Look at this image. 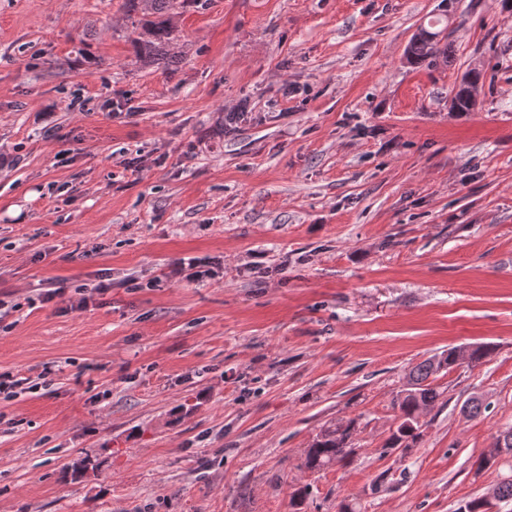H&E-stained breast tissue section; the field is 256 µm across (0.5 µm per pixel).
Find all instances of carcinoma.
<instances>
[{"label":"carcinoma","instance_id":"obj_1","mask_svg":"<svg viewBox=\"0 0 512 512\" xmlns=\"http://www.w3.org/2000/svg\"><path fill=\"white\" fill-rule=\"evenodd\" d=\"M176 0H152L153 20H145L137 27L134 39L137 51L158 65L168 66L172 57L167 47L174 40V30L169 23L168 12L174 8ZM448 58L447 28L428 31V37H413L406 50V60L410 64H420L427 60ZM481 72H468L454 89L450 101V111L471 112L476 106L471 90L479 85ZM491 343L468 346L469 365L477 366L486 362L494 353ZM457 367V348L451 347L439 355H434L416 365L409 373L406 388L397 398L398 424L385 443L388 452H399L405 456L408 450L417 447L423 437L419 417L422 411L435 405L439 393L433 382L437 375L447 374ZM356 432L352 420L336 422L324 427L309 448L304 450L303 466L311 471L323 470L331 466H345L354 454L353 436Z\"/></svg>","mask_w":512,"mask_h":512}]
</instances>
